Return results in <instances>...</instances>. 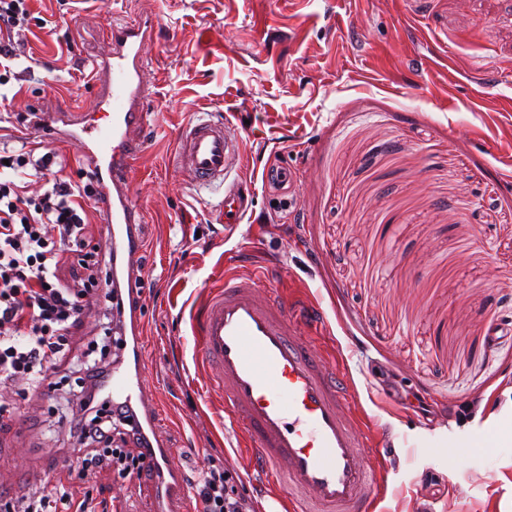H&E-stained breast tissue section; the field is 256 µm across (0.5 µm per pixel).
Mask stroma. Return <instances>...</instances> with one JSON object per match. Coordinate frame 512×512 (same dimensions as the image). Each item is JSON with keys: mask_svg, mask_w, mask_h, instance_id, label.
Instances as JSON below:
<instances>
[{"mask_svg": "<svg viewBox=\"0 0 512 512\" xmlns=\"http://www.w3.org/2000/svg\"><path fill=\"white\" fill-rule=\"evenodd\" d=\"M37 80L0 113L64 99L97 113L88 74L114 22L149 18L146 147L129 180L143 215L142 314L156 436L185 479L241 440L205 389L192 317L224 282V256L272 264L265 283L305 291L374 424L382 512H512V442L481 447L512 405V0H34ZM454 64L431 61L430 32ZM241 140L230 179L254 185L236 231L223 188L198 191L173 155L198 119ZM296 170L290 207L258 167ZM502 330L490 340L493 330ZM46 393L0 431V492L51 479L76 454Z\"/></svg>", "mask_w": 512, "mask_h": 512, "instance_id": "obj_1", "label": "stroma"}]
</instances>
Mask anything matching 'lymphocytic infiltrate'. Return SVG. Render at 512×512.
<instances>
[{"label":"lymphocytic infiltrate","instance_id":"f902f5d3","mask_svg":"<svg viewBox=\"0 0 512 512\" xmlns=\"http://www.w3.org/2000/svg\"><path fill=\"white\" fill-rule=\"evenodd\" d=\"M30 0H0V98H7L25 55ZM14 149L0 151V379L23 392L48 388L79 407L71 423L81 452L77 474L16 496L0 495V512H112L106 499L75 496L74 478L109 470L123 479L151 474V450L135 411L102 396L103 384L126 356L123 299L105 295L108 323L101 338L72 355L71 338L97 295L104 263L91 233L88 203L93 183L58 177L53 152L39 153L29 138L8 133ZM77 263L83 279L63 282L59 269ZM229 465L201 469L193 480L196 512H257L254 497L238 492Z\"/></svg>","mask_w":512,"mask_h":512}]
</instances>
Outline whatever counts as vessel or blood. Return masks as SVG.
<instances>
[{
    "label": "vessel or blood",
    "instance_id": "obj_1",
    "mask_svg": "<svg viewBox=\"0 0 512 512\" xmlns=\"http://www.w3.org/2000/svg\"><path fill=\"white\" fill-rule=\"evenodd\" d=\"M153 27L143 20L106 28L108 50L95 58L98 105L107 123L66 104L45 113L48 134L79 145L80 160L98 185L99 221L112 231L113 248L135 267L143 244L135 232L142 214L128 173L145 149V41ZM240 140L228 123L197 120L178 138L175 162L197 188L224 186V226L236 229L251 208L250 184L228 180ZM263 181L277 192L293 185L285 166L265 167ZM261 272H240L236 256L224 262V285L211 289L193 322L196 360L207 390L224 398V421L249 447L248 463L278 512H378L386 489L379 454L369 452L370 423L354 409L356 387L335 356H324L313 337L329 332L315 299L287 298L261 285ZM125 334L130 360L112 373L114 400L135 408L139 422L155 428L160 406L147 391L142 305L130 289ZM165 493L184 494L179 454L152 447Z\"/></svg>",
    "mask_w": 512,
    "mask_h": 512
}]
</instances>
